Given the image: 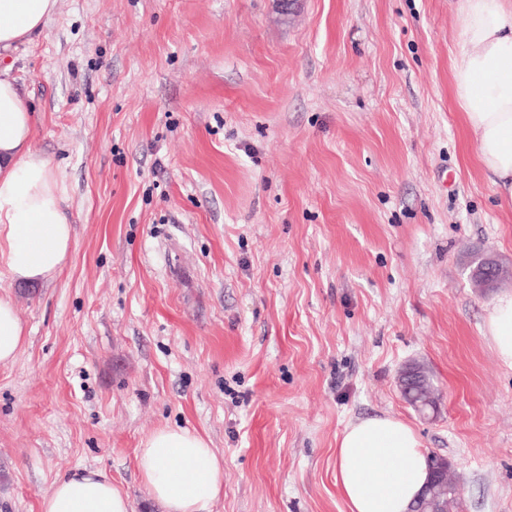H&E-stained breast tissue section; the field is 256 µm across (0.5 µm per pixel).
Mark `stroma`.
<instances>
[{"label":"stroma","mask_w":512,"mask_h":512,"mask_svg":"<svg viewBox=\"0 0 512 512\" xmlns=\"http://www.w3.org/2000/svg\"><path fill=\"white\" fill-rule=\"evenodd\" d=\"M460 25L457 0H59L6 61L73 247L10 288L0 512L77 469L162 512L136 454L163 426L223 458L212 512H348L336 440L386 413L447 460L452 512H512V369L484 331L512 279L470 278L512 267V210L454 106ZM25 336V326L16 313L11 294L0 290V364L15 360ZM410 371L413 374L414 391L418 396L417 399L425 402L423 412H427L429 410L434 412L437 408L438 397L436 396L437 391L433 387L430 377L428 375L426 376L418 366L410 367Z\"/></svg>","instance_id":"1"}]
</instances>
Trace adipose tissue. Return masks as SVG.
I'll use <instances>...</instances> for the list:
<instances>
[{"instance_id": "ef3b65f1", "label": "adipose tissue", "mask_w": 512, "mask_h": 512, "mask_svg": "<svg viewBox=\"0 0 512 512\" xmlns=\"http://www.w3.org/2000/svg\"><path fill=\"white\" fill-rule=\"evenodd\" d=\"M58 0H0V56L41 32ZM459 48L451 58L455 104L476 140L479 163L512 204V0H458ZM66 188L33 138V112L9 68H0V269L13 284L53 281L72 251ZM499 361L512 368V293L485 320ZM26 336L13 298L0 290V364ZM140 479L163 512H211L224 488V461L208 440L162 427L140 443ZM429 478L413 428L391 415L348 425L336 441V486L349 512H411ZM40 512H132L128 494L100 471L79 470L40 496Z\"/></svg>"}]
</instances>
